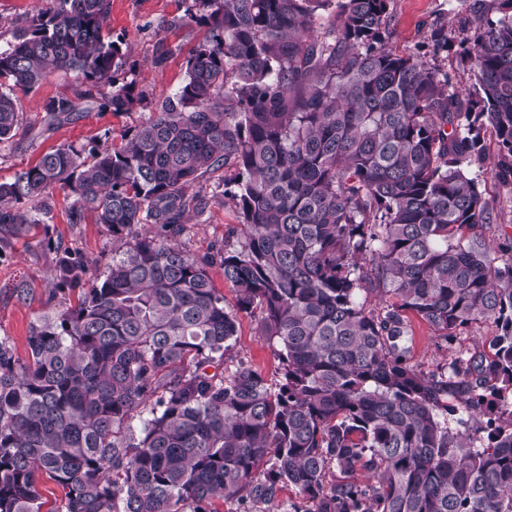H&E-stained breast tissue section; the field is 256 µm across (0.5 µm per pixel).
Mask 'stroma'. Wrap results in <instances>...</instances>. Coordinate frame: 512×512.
Returning <instances> with one entry per match:
<instances>
[{
	"label": "stroma",
	"instance_id": "obj_1",
	"mask_svg": "<svg viewBox=\"0 0 512 512\" xmlns=\"http://www.w3.org/2000/svg\"><path fill=\"white\" fill-rule=\"evenodd\" d=\"M188 0H111L109 34L128 46L124 77L132 81L144 101L133 111L114 115L99 109H81L76 121L51 132H43V105L51 98L71 95L74 74H54L35 91L15 90L23 114L17 136L0 144V181H9L33 166L51 149L102 144L118 139L122 130L144 122L152 110L171 97L186 75L190 50L209 37L208 27L189 20ZM387 47L400 55L422 53L432 30L448 36V48L435 58L448 71L455 86L471 84L470 72L459 68V55L467 40L473 39L474 26L460 0H390ZM481 187L498 214L496 224L464 229V236L479 233L498 243L512 239V184L497 181L486 168H472ZM52 211L46 223L30 235L17 239L0 253V337L8 338L16 356L27 358L29 327L40 317L74 304L76 291L59 282L55 264L58 248L76 251L83 259L89 278H99L112 263V237L93 216L83 223L69 220L73 198L57 188L50 195ZM238 215L231 203L216 202L198 217H192L187 230V245L198 256H207L222 247L229 231L236 227ZM23 284L27 293L18 296L15 284ZM412 329L411 354L419 368H434L446 354L439 347L431 328L416 314H409ZM278 347L258 334V317L243 314L234 343V352L258 370L269 385L280 381Z\"/></svg>",
	"mask_w": 512,
	"mask_h": 512
}]
</instances>
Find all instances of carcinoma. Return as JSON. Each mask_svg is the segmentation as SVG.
<instances>
[{
  "label": "carcinoma",
  "instance_id": "carcinoma-1",
  "mask_svg": "<svg viewBox=\"0 0 512 512\" xmlns=\"http://www.w3.org/2000/svg\"><path fill=\"white\" fill-rule=\"evenodd\" d=\"M389 0H191L210 28L186 76L120 143L59 147L0 183V250L44 223L67 190L120 256L77 303L30 327L28 358L0 337V512H512V241L462 228L497 216L469 167L512 180V0L471 11L480 33L468 87L383 42ZM336 25L319 31V12ZM110 0H44L0 49V143L22 125L15 89L73 73V97L43 105L47 130L75 100L114 115L142 96L118 78ZM236 244L197 258L182 241L189 186L221 169ZM235 291L227 308L208 268ZM259 313L281 381L230 351ZM441 344L491 320V353L424 372L408 313ZM461 410L450 425L448 416Z\"/></svg>",
  "mask_w": 512,
  "mask_h": 512
}]
</instances>
